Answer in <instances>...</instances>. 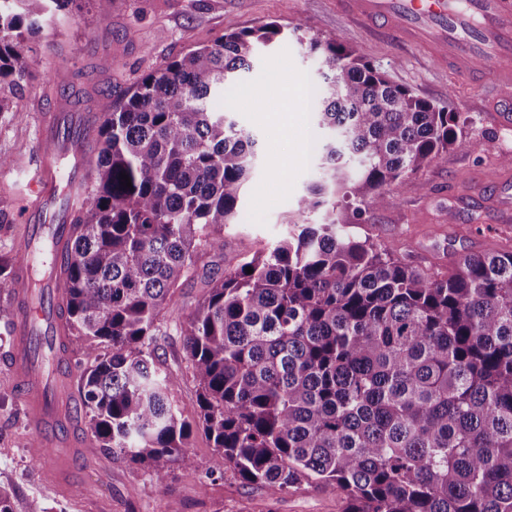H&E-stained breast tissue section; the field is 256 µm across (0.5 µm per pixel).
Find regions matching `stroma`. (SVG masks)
I'll return each instance as SVG.
<instances>
[{"instance_id": "obj_1", "label": "stroma", "mask_w": 512, "mask_h": 512, "mask_svg": "<svg viewBox=\"0 0 512 512\" xmlns=\"http://www.w3.org/2000/svg\"><path fill=\"white\" fill-rule=\"evenodd\" d=\"M272 21L288 30L287 40L260 48L252 70L226 86L219 102L254 135L257 156L238 220L224 230V253L205 256V263L231 270L286 236L297 220L299 198L322 175L317 147L325 133L313 119L315 101L309 96L319 77L303 46L311 37L358 50L393 82L460 116L461 131L446 161L423 166L385 207L364 208L353 219L337 211L345 233L392 247L426 272L448 271L474 252L512 251V223H502L493 203L499 183L512 180V167L502 162L512 155V126L498 123L478 84L439 71L424 50L338 14L336 0H112L107 18L86 8L46 22L30 41V77L23 90L0 85V97L9 103L0 112V156L7 160L0 167V256H15L31 230L22 212L36 174L40 117L54 111L57 98L101 122L144 74L224 34ZM104 55L112 67L97 70ZM287 84L302 92L288 110L287 129L277 132L242 95L259 92L270 100ZM477 139L484 143L479 151L472 146ZM158 354L161 370L180 375L175 406L184 418H196V387L184 373L183 337L173 331L160 338ZM36 438L11 374L0 365V487L10 492L13 512H28L35 500L48 512H340L335 487L314 479L274 500L242 483L223 467L200 429L190 437L197 477L175 470L161 484L125 456L83 452L71 487H62L50 474V458L32 461L29 449Z\"/></svg>"}]
</instances>
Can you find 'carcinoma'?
Listing matches in <instances>:
<instances>
[{
	"label": "carcinoma",
	"instance_id": "cac0c4a2",
	"mask_svg": "<svg viewBox=\"0 0 512 512\" xmlns=\"http://www.w3.org/2000/svg\"><path fill=\"white\" fill-rule=\"evenodd\" d=\"M84 2L109 15L112 0H0V84L27 76L25 37ZM280 34H226L144 75L100 124L90 182L63 197L65 257L48 269L69 344L93 358L78 402L88 452L128 456L160 483L198 472L171 400L178 374L157 365L162 312L203 255L224 254L256 157L215 99ZM307 49L326 138L298 215L325 207L328 220L208 279L175 322L198 424L224 467L272 497L314 478L342 512H512V252L428 274L336 220L339 203L354 217L382 207L447 159L458 117L335 41ZM24 260L0 257L1 291Z\"/></svg>",
	"mask_w": 512,
	"mask_h": 512
}]
</instances>
